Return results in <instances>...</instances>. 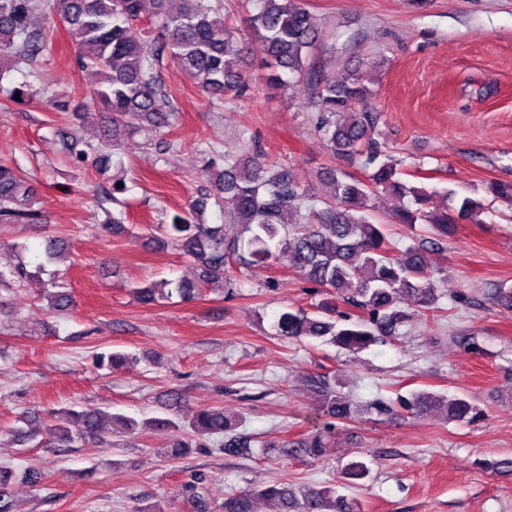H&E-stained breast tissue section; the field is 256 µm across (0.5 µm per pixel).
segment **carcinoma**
Segmentation results:
<instances>
[{
    "mask_svg": "<svg viewBox=\"0 0 512 512\" xmlns=\"http://www.w3.org/2000/svg\"><path fill=\"white\" fill-rule=\"evenodd\" d=\"M43 0H0V62L36 64L49 49L51 34L33 22ZM245 21L257 37L265 59L267 81L280 85L286 80L311 84L316 88L312 107L318 112V128L331 153L353 165L373 167L368 180H360L340 167H329L320 175L322 190L301 187L283 165H273L261 153L243 160L226 159L220 166L209 163L204 178L211 191L200 195L188 211L175 215L171 223L160 224L162 237L151 242L172 244L199 269L195 281H164L137 291L145 304L176 295L188 302L200 289H224L225 272L235 263L256 266L284 258L306 282L326 291L329 298L313 309L282 312L277 331L288 340L329 337L330 343L353 355L372 345L383 344L397 334L409 319L408 309L424 312L438 309L439 294L424 248L399 249L391 242L382 224L371 212V199L387 194L398 200L392 211L396 224L411 228L430 225L440 240L455 233L457 225L474 223L484 212L482 200L456 197L445 191L448 204L430 211L434 192L423 185L402 180L397 163L372 138L373 91L365 84L361 60H349L341 76L320 70L314 57L317 24L302 0H244ZM48 10L64 24L78 46V68L100 76L90 98L74 103L69 96H55L53 108L68 112L80 121L93 111L102 128L101 143L89 146L84 156L95 164L112 161L131 137L153 134L176 124L177 106L166 88L160 65L170 55L181 63L186 77L203 94L221 101L231 93H241L237 66L241 56L237 28L224 22L222 0H182L176 11L169 0H48ZM149 19L157 32L149 40L141 27ZM492 201L512 206V183L488 187ZM228 199L232 210L227 224H202L204 200ZM0 223L43 224L45 216L37 207L35 192L19 173L0 164ZM109 237L127 232L123 213L109 217L102 225ZM29 263L18 259L8 272L0 270V287L6 280L24 283L35 277ZM48 309L62 312L72 304L67 284L54 282ZM356 309L338 310L337 302ZM132 356L121 351L102 353L96 364L113 371L124 368ZM305 383L321 411L332 419L348 420L361 406L343 392L344 381L333 374H309ZM368 407L380 413L400 408L411 417L434 409L444 411L445 420L464 422L475 415V406L462 397L445 398L429 391H415L398 404L377 401ZM112 415L98 408L68 410L53 424L54 439L49 444L69 448L74 435L68 422L80 423L79 435L100 436L105 420ZM128 431L142 427L186 432L202 439L223 438L224 451L232 453L244 446L243 436L224 439L231 418L219 407L195 411L181 426L173 418H150L142 422L116 417ZM335 425L328 424L298 444L304 455L320 459L331 448ZM482 468L500 476L512 475V457L485 460ZM370 474L363 461H351L341 469L340 486L347 488ZM10 471L0 469V512H16L7 493ZM277 502V512H359L360 505L338 493L335 487L295 490L273 483L257 491L248 490L224 497V512H255L254 500Z\"/></svg>",
    "mask_w": 512,
    "mask_h": 512,
    "instance_id": "cac0c4a2",
    "label": "carcinoma"
}]
</instances>
